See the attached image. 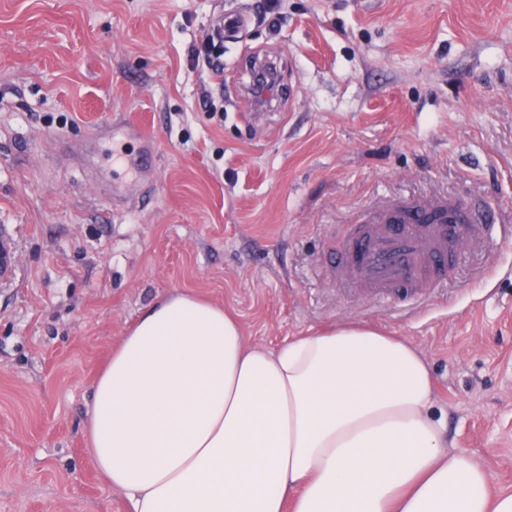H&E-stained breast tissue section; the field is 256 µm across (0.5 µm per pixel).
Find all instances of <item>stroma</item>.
<instances>
[{
  "mask_svg": "<svg viewBox=\"0 0 512 512\" xmlns=\"http://www.w3.org/2000/svg\"><path fill=\"white\" fill-rule=\"evenodd\" d=\"M224 112L190 50L218 13ZM0 0V512H131L86 452L92 383L174 290L220 304L253 345L339 323L426 357L448 447L512 490V0ZM285 92L247 107L245 62ZM149 130L150 170L114 196L112 134ZM479 200L485 236L415 307L323 276L348 225L387 200ZM19 268V254L9 232L0 228V280L12 278Z\"/></svg>",
  "mask_w": 512,
  "mask_h": 512,
  "instance_id": "obj_1",
  "label": "stroma"
}]
</instances>
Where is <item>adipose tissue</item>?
<instances>
[{
  "mask_svg": "<svg viewBox=\"0 0 512 512\" xmlns=\"http://www.w3.org/2000/svg\"><path fill=\"white\" fill-rule=\"evenodd\" d=\"M433 389L405 337L342 323L256 347L177 290L95 378L88 447L132 512H512L447 450Z\"/></svg>",
  "mask_w": 512,
  "mask_h": 512,
  "instance_id": "ef3b65f1",
  "label": "adipose tissue"
}]
</instances>
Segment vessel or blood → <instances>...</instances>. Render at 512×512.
Wrapping results in <instances>:
<instances>
[{
	"instance_id": "1",
	"label": "vessel or blood",
	"mask_w": 512,
	"mask_h": 512,
	"mask_svg": "<svg viewBox=\"0 0 512 512\" xmlns=\"http://www.w3.org/2000/svg\"><path fill=\"white\" fill-rule=\"evenodd\" d=\"M487 220L486 211L463 198L387 203L373 223L349 226L336 244L340 262H326L325 272L337 288L376 302L398 296L418 301ZM18 267L13 239L0 229V280L12 278Z\"/></svg>"
}]
</instances>
